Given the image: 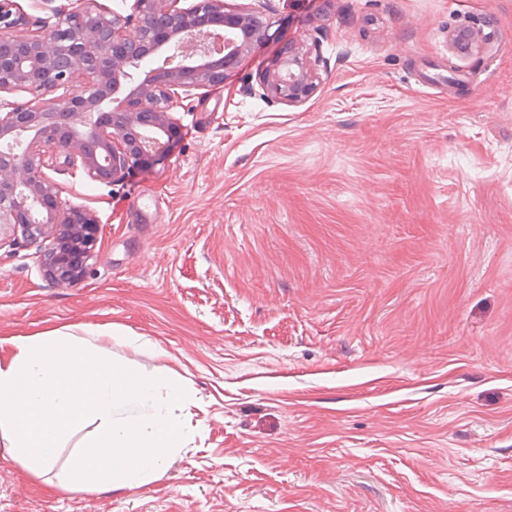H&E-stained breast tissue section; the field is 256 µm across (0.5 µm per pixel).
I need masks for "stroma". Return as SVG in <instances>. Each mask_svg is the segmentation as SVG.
Wrapping results in <instances>:
<instances>
[{
    "label": "stroma",
    "mask_w": 512,
    "mask_h": 512,
    "mask_svg": "<svg viewBox=\"0 0 512 512\" xmlns=\"http://www.w3.org/2000/svg\"><path fill=\"white\" fill-rule=\"evenodd\" d=\"M263 1L269 40L174 108L163 162H47L98 223L81 280L0 242V336L151 342L113 354L183 378L190 444L80 493L0 447V512H512V0L225 3ZM291 43L319 76L295 106L259 82ZM448 44L450 49L455 52L469 54L480 48V37L473 30L462 29L450 35Z\"/></svg>",
    "instance_id": "1"
}]
</instances>
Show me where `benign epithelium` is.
I'll return each instance as SVG.
<instances>
[{"mask_svg":"<svg viewBox=\"0 0 512 512\" xmlns=\"http://www.w3.org/2000/svg\"><path fill=\"white\" fill-rule=\"evenodd\" d=\"M57 12L50 29L0 37V93L32 99L0 113V237L50 238L45 277L64 284L82 278L97 243V221L79 206L63 207L57 187L42 173L45 148L66 165H80L96 182L113 183L154 165L180 139L172 109L181 93L221 87L269 23L252 8L228 9L224 0H133L126 16L97 0ZM23 24L13 0H0V31ZM451 50L480 48L479 34L452 33ZM159 65L142 72L151 61ZM317 75L302 48L290 45L265 72V94L290 105L308 98ZM70 88L65 98L51 93Z\"/></svg>","mask_w":512,"mask_h":512,"instance_id":"7a95c632","label":"benign epithelium"}]
</instances>
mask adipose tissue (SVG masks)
Here are the masks:
<instances>
[{
  "instance_id": "ef3b65f1",
  "label": "adipose tissue",
  "mask_w": 512,
  "mask_h": 512,
  "mask_svg": "<svg viewBox=\"0 0 512 512\" xmlns=\"http://www.w3.org/2000/svg\"><path fill=\"white\" fill-rule=\"evenodd\" d=\"M116 347L142 350L136 337L103 327L0 337V447L30 475L51 471L86 422L96 435L70 458L62 485L72 492L149 484L186 448L191 389L114 359Z\"/></svg>"
}]
</instances>
